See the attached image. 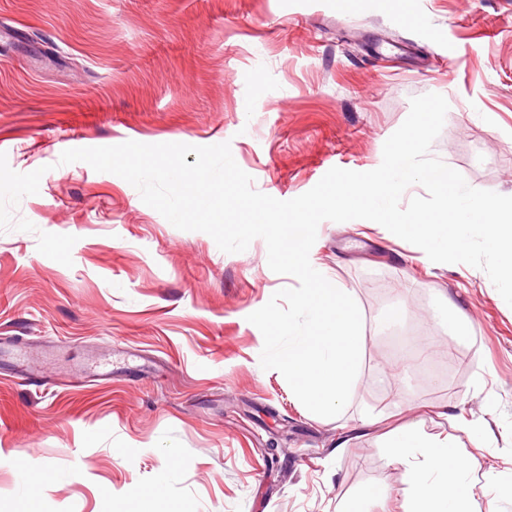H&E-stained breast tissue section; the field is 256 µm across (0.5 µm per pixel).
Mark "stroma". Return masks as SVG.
Instances as JSON below:
<instances>
[{"instance_id": "35a3bbf8", "label": "stroma", "mask_w": 512, "mask_h": 512, "mask_svg": "<svg viewBox=\"0 0 512 512\" xmlns=\"http://www.w3.org/2000/svg\"><path fill=\"white\" fill-rule=\"evenodd\" d=\"M427 93L449 104L430 156L512 196V0H0V152L44 171L12 210L34 231L0 230V512H403L385 443L408 425L466 448L512 512V307L485 271L321 222L310 262L364 333L347 406L321 417L260 365L247 317L297 285L264 240L223 252L123 178L59 162L226 142L290 200L376 169ZM42 231L76 236L72 266L38 252ZM445 297L465 341L435 319Z\"/></svg>"}]
</instances>
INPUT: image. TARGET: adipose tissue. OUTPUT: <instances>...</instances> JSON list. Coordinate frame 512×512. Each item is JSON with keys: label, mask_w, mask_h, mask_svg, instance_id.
Masks as SVG:
<instances>
[{"label": "adipose tissue", "mask_w": 512, "mask_h": 512, "mask_svg": "<svg viewBox=\"0 0 512 512\" xmlns=\"http://www.w3.org/2000/svg\"><path fill=\"white\" fill-rule=\"evenodd\" d=\"M447 438L429 437L405 427L388 437L389 462L407 467L403 512H473L486 485L463 467Z\"/></svg>", "instance_id": "1"}]
</instances>
